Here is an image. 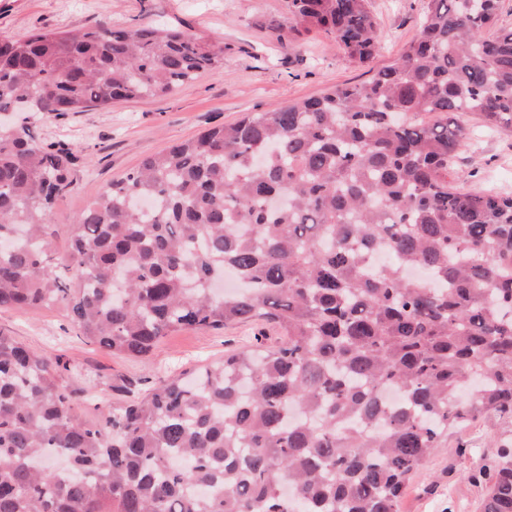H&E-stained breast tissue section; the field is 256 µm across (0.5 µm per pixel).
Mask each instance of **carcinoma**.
I'll return each mask as SVG.
<instances>
[{"instance_id":"cac0c4a2","label":"carcinoma","mask_w":512,"mask_h":512,"mask_svg":"<svg viewBox=\"0 0 512 512\" xmlns=\"http://www.w3.org/2000/svg\"><path fill=\"white\" fill-rule=\"evenodd\" d=\"M500 0H425L369 80L252 112L102 187L54 270L77 152L0 127V309L62 304L99 347L261 321L281 341L160 381L105 422L59 364L0 334V512H400L411 475L484 414L512 417V195L454 186L475 114L512 132ZM356 65L369 0H286ZM224 48L178 28L0 35V112L166 97ZM228 271L243 283L215 292ZM482 512H512L503 450Z\"/></svg>"}]
</instances>
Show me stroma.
I'll return each instance as SVG.
<instances>
[{"label": "stroma", "instance_id": "1", "mask_svg": "<svg viewBox=\"0 0 512 512\" xmlns=\"http://www.w3.org/2000/svg\"><path fill=\"white\" fill-rule=\"evenodd\" d=\"M370 10L379 43L373 64L379 68L394 62L415 39L423 0H370ZM286 16L285 0H0V33L15 38L144 23L176 27L201 44L224 47L221 66L168 97L119 101L60 116L25 113V124L40 142L81 150L73 183L52 215L59 231L54 242L58 274L66 272L70 224L106 183L145 156L244 114L368 80L366 68L351 63L332 35H279L277 26ZM467 124L472 139L453 165L459 186L512 193V133L486 129L473 116ZM0 331L60 361L59 385L72 397L75 416L84 421L103 420L160 380L219 361L226 351L253 345L258 335L271 342L278 336L265 323L185 329L162 337L148 356L133 358L84 340L60 305L1 309ZM511 441L512 419L493 415L450 433L407 483L400 512H481L488 476L502 445Z\"/></svg>", "mask_w": 512, "mask_h": 512}]
</instances>
